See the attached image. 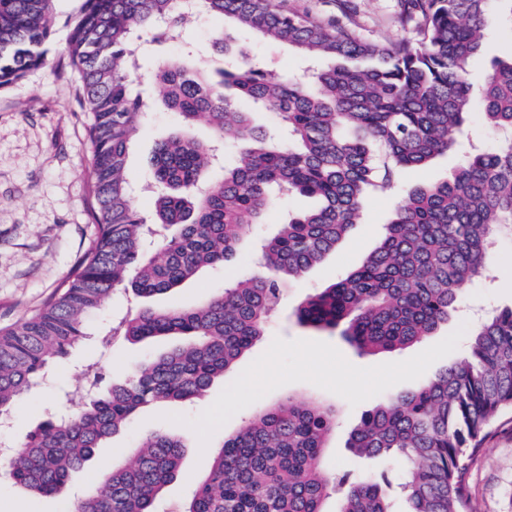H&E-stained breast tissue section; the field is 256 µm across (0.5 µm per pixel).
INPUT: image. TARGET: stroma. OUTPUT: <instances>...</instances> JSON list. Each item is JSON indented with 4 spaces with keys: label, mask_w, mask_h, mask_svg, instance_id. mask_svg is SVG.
Segmentation results:
<instances>
[{
    "label": "stroma",
    "mask_w": 512,
    "mask_h": 512,
    "mask_svg": "<svg viewBox=\"0 0 512 512\" xmlns=\"http://www.w3.org/2000/svg\"><path fill=\"white\" fill-rule=\"evenodd\" d=\"M276 2L290 11L352 28L379 43L411 33L401 19L404 0ZM82 4L83 0H54L46 66L0 88V329L40 313L94 238L89 114L80 100L68 54L70 24ZM223 26L220 18L198 16L180 37L142 57L133 90L152 108L129 158L128 172L134 180L146 179L157 142L180 129L175 112L160 102L150 79L157 62L188 50L213 67H224L223 55L213 46V35ZM234 35L266 70L278 73L302 64L299 52L286 43L242 28L235 29ZM399 199L398 189L370 196L363 223L355 225L321 264L286 284L263 335L204 397L144 408L126 431L97 451L88 469L108 461L124 464L138 438L157 430L170 431L186 445L184 476L164 488L160 503H181L188 496L190 480L202 479L208 472L211 447L263 407L291 397L300 402L318 398L336 406V430L322 458L329 479L364 472L396 479L397 465L358 460L351 455L346 446L350 429L384 396L416 389L464 356L475 319L483 309L512 307V235L506 234L495 245V265L488 278L466 288L461 312L451 315L432 336L403 350L361 355L339 332L300 325L294 315L297 305L306 295L336 282L361 263L383 237ZM306 204V199L296 195L278 197L262 223L251 225L233 260L205 269L181 289L154 299L153 308L203 302L215 291L256 273V240L273 235L288 214ZM168 347L165 341L134 344L117 337L105 349L93 339L72 349L35 388L32 401L22 404L8 425L0 427V444L17 446L41 421L78 410L84 397L70 394L69 389L88 364H97L109 382ZM470 482L475 512H512V413L495 424L482 456L471 467ZM84 489L85 476L78 472L60 494L33 497L0 470V512H68Z\"/></svg>",
    "instance_id": "obj_1"
}]
</instances>
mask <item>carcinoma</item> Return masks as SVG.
Wrapping results in <instances>:
<instances>
[{
    "mask_svg": "<svg viewBox=\"0 0 512 512\" xmlns=\"http://www.w3.org/2000/svg\"><path fill=\"white\" fill-rule=\"evenodd\" d=\"M53 0H0V88L47 63ZM491 0H406L416 36L385 44L290 13L273 0H83L70 34V66L90 114L95 204L92 245L59 293L36 316L0 330V419L12 416L54 359L90 335L88 319L119 291L165 295L207 267L233 259L248 222L275 194L317 200L291 214L260 248L258 274L199 305L144 307L103 335L181 341L143 360L122 382L87 398L81 411L40 423L0 459L34 496L60 493L98 448L140 408L206 393L255 341L283 286L322 260L362 223L370 192L423 168L458 145L470 112L493 133L512 132V52L473 80ZM201 14L286 42L320 64L307 74H270L218 32L215 47L233 70L203 60L162 58L153 79L182 130L151 159L153 217L132 204L128 158L150 104L131 92L141 34L159 41ZM478 94H473L474 86ZM280 115L285 141L251 112ZM205 124L215 139L248 144L224 178L210 182L215 151L190 135ZM512 224V142L463 155L451 176L405 190L379 245L347 276L308 295L297 321L317 331L345 324L361 354L400 350L448 321L463 287L488 272L494 239ZM512 412V308L473 328L466 354L413 391L390 395L350 431L358 458L402 467L405 512H472L468 474L492 426ZM336 409L281 400L216 446L204 479L172 512H324L331 490L321 468ZM185 444L165 430L141 437L128 463L92 473L71 512H157L164 487L183 474ZM336 512H395L387 485L363 473L346 483Z\"/></svg>",
    "mask_w": 512,
    "mask_h": 512,
    "instance_id": "obj_1",
    "label": "carcinoma"
}]
</instances>
